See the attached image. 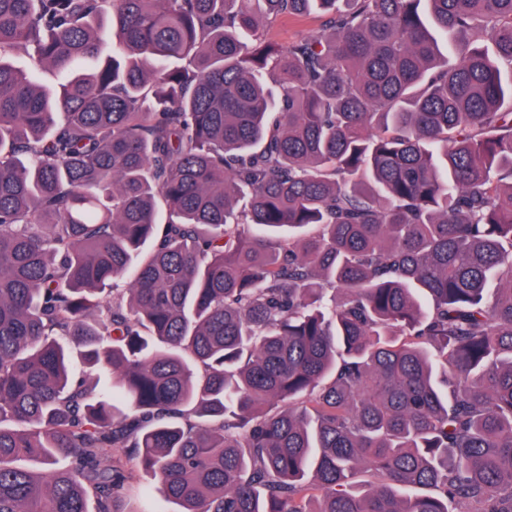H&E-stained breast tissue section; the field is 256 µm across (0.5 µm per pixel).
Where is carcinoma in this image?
Wrapping results in <instances>:
<instances>
[{
	"label": "carcinoma",
	"mask_w": 512,
	"mask_h": 512,
	"mask_svg": "<svg viewBox=\"0 0 512 512\" xmlns=\"http://www.w3.org/2000/svg\"><path fill=\"white\" fill-rule=\"evenodd\" d=\"M105 448L171 512H512V0H0V512H126ZM320 27L318 18H303L300 20H279L271 24L265 34L266 37L278 44H288L301 35L312 33Z\"/></svg>",
	"instance_id": "carcinoma-1"
}]
</instances>
